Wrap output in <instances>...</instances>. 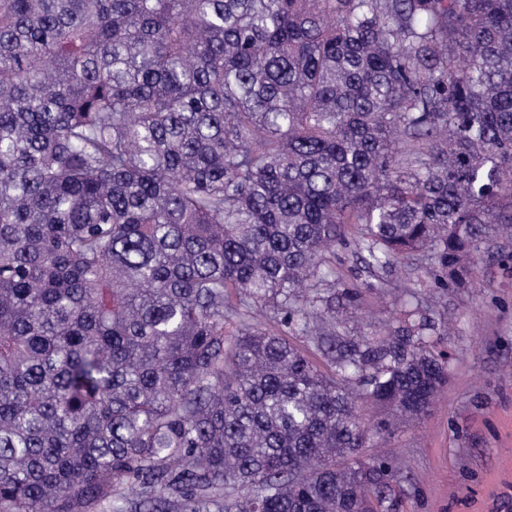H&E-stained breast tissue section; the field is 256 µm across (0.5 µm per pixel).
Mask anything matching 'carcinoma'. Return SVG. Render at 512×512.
I'll list each match as a JSON object with an SVG mask.
<instances>
[{
  "label": "carcinoma",
  "mask_w": 512,
  "mask_h": 512,
  "mask_svg": "<svg viewBox=\"0 0 512 512\" xmlns=\"http://www.w3.org/2000/svg\"><path fill=\"white\" fill-rule=\"evenodd\" d=\"M347 224L441 288L512 224V0H0V512H394L360 405L447 360L336 336Z\"/></svg>",
  "instance_id": "obj_1"
}]
</instances>
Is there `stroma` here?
Segmentation results:
<instances>
[{"label": "stroma", "mask_w": 512, "mask_h": 512, "mask_svg": "<svg viewBox=\"0 0 512 512\" xmlns=\"http://www.w3.org/2000/svg\"><path fill=\"white\" fill-rule=\"evenodd\" d=\"M512 228H501L474 257L462 288H438L419 258L399 259L380 280L336 246V293L354 288L342 312L345 336L384 338L416 303L448 330V385L430 414L371 437L361 451L384 458L398 476L397 512H512Z\"/></svg>", "instance_id": "stroma-1"}]
</instances>
